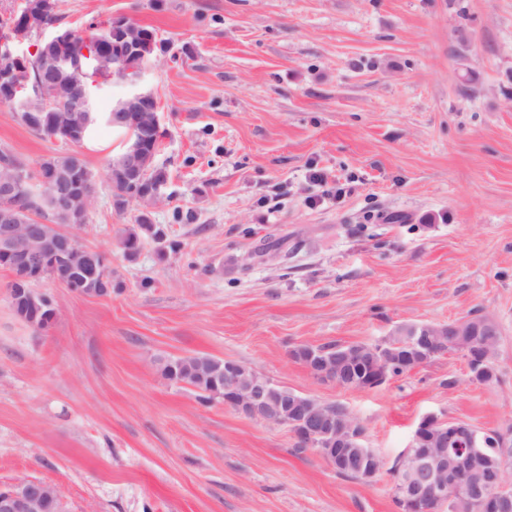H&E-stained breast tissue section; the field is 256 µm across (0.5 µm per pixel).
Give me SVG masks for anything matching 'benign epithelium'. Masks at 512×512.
<instances>
[{
    "label": "benign epithelium",
    "instance_id": "1",
    "mask_svg": "<svg viewBox=\"0 0 512 512\" xmlns=\"http://www.w3.org/2000/svg\"><path fill=\"white\" fill-rule=\"evenodd\" d=\"M38 43L53 49L50 66L39 74L55 86L56 101H43L38 111L30 112L25 102L36 91V84L27 87L19 98L15 90L30 69L31 58L19 54L15 46L28 37L14 29L0 31V104L13 106L20 102L19 110L25 118L35 119L44 114L49 121L55 119L58 103L69 96L75 85L73 77L82 72L80 59L70 46V32L56 31L43 36L37 32ZM143 37L127 30V24L113 23V42L100 44L95 60L103 64L102 72L84 83L85 93L99 90L109 84L129 85L117 100L116 106L104 120L114 126H124L154 136L153 152L161 143L159 103L154 92L137 86L145 64H132L128 59L142 52ZM148 157L144 145L135 141L127 148L120 163L109 168L107 177H118L135 193L144 181ZM40 187L50 202L51 211H65L79 224L85 223L94 196L90 187L78 189L68 173H33L27 166L11 160L9 152L0 151V254L11 263L12 281L39 280L45 272L55 270L62 260L70 262L72 272L88 274L96 268L100 253L79 245L77 239L64 232L48 236L40 217L32 224H19L14 213L16 200L24 188ZM12 307L31 316L41 309L42 297L33 292L9 289ZM392 335L406 337L404 349L396 352L386 348L383 339L366 349L362 345H341L327 350L320 346L301 345L291 350V356L302 363L310 375L321 382L340 388L367 390L380 386L383 378H359L355 375L369 355L384 362L401 355L409 368L414 369L440 352V343L454 337L458 349L466 359L472 379L482 366L493 357V344L498 331L488 318H466L445 324H404L396 327ZM216 392L224 405L247 417L266 423L289 427L297 446L307 448L321 457L337 473L353 471L363 478H372L380 471V461L374 451H365L360 441L363 429L344 407L330 409V404L310 397H300L291 390L274 384L268 378L235 361H224V374L212 373ZM482 432L472 425L457 421L445 422L434 415L424 417L417 425L411 442L404 453L405 465L395 498L399 512H435L448 497L455 498L461 512H512V499L504 494L506 480L512 477L508 460L512 458V427L495 434L500 457L490 459L477 451ZM0 512H69L64 499L53 488L34 480H21L6 490H0Z\"/></svg>",
    "mask_w": 512,
    "mask_h": 512
}]
</instances>
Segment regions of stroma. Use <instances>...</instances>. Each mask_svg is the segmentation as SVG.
Wrapping results in <instances>:
<instances>
[{
	"label": "stroma",
	"mask_w": 512,
	"mask_h": 512,
	"mask_svg": "<svg viewBox=\"0 0 512 512\" xmlns=\"http://www.w3.org/2000/svg\"><path fill=\"white\" fill-rule=\"evenodd\" d=\"M57 16L155 31L141 84L169 181L148 210L113 211L123 142L97 127L80 149L96 199L67 231L105 255L111 293L43 280L58 315L38 330L0 268V489L38 479L69 512H398L391 468L425 415L512 424V0H59ZM0 146L31 165L72 150L1 105ZM143 213L178 252L126 254ZM475 311L498 326L485 384L458 353L364 391L290 355ZM195 353L343 405L380 473L340 475L287 426L162 375Z\"/></svg>",
	"instance_id": "stroma-1"
}]
</instances>
